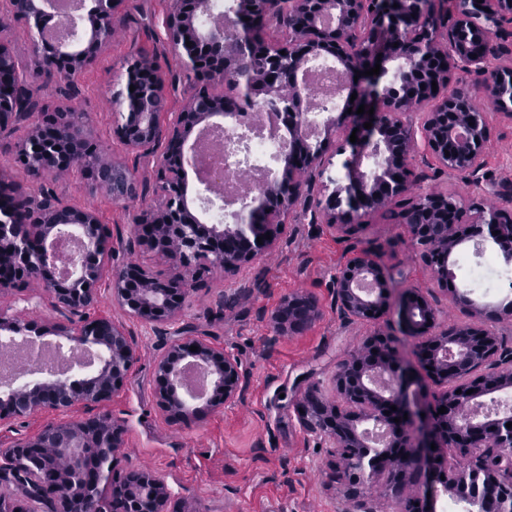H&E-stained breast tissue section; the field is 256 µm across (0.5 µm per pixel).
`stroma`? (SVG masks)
Here are the masks:
<instances>
[{
    "label": "stroma",
    "instance_id": "obj_1",
    "mask_svg": "<svg viewBox=\"0 0 512 512\" xmlns=\"http://www.w3.org/2000/svg\"><path fill=\"white\" fill-rule=\"evenodd\" d=\"M167 4L168 0H121L110 42L79 76L76 93L66 95L63 80L39 71L35 63V30L14 18L9 0H0V41L13 51L21 76L46 106L85 113L88 139L135 168L139 188L135 200L118 202L75 174L26 175L15 167L27 132L22 125L0 134V180L21 185L28 194L49 189L66 203L96 210L112 249L108 267L138 261L159 279L170 275L168 262L140 249L128 252L126 243L136 215L159 205L163 195L151 163L116 139L113 124L121 110L115 94L132 58H147L176 76L169 111L179 110L191 88V76L168 46L163 23ZM473 98L488 127L486 183L476 190L430 166L421 186L449 189L464 199L478 191L495 206L499 200L491 185L512 183V118L496 112L481 92H474ZM396 210L392 204L370 214L364 229L347 238L327 225L312 224L310 216L289 215L272 254L236 274L215 269L201 277L177 324L207 334L209 341L234 353L244 369L247 390L240 400L185 422H169L156 408L155 360L166 335L124 314L111 290L102 289L92 317L123 321L139 343V356L127 385L111 400L91 410L75 409L71 416L80 419L94 412L124 421L127 433L116 455V475L144 468L154 471L168 486L179 512H349L351 504L328 467L336 450L329 440L300 427L295 400L313 381L320 382L323 393H330L337 366L375 329L390 332L399 354L409 362L415 359L417 341L401 333L392 311L373 325L344 319L331 288L338 267L355 252L372 251L392 275L396 291L418 288L428 296L439 328L471 321L434 285L408 227L396 219ZM291 294L310 296L320 315L300 334L273 337L268 315Z\"/></svg>",
    "mask_w": 512,
    "mask_h": 512
}]
</instances>
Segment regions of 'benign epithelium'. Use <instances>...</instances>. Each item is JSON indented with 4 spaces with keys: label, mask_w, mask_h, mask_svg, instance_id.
Here are the masks:
<instances>
[{
    "label": "benign epithelium",
    "mask_w": 512,
    "mask_h": 512,
    "mask_svg": "<svg viewBox=\"0 0 512 512\" xmlns=\"http://www.w3.org/2000/svg\"><path fill=\"white\" fill-rule=\"evenodd\" d=\"M49 2L17 0L40 34L35 42L38 67L72 80L111 38L114 0H92L82 17L85 31L77 52L41 37L53 17ZM210 8L211 0H169L168 40L194 82L168 126L161 125L150 105L167 98L166 75L147 59L135 58L126 68V109L114 135L128 149L152 158L166 195L159 207L140 212L129 248L138 245L163 256L172 271L161 280L135 262L117 268L109 283L113 300L142 322L172 325L186 295L197 287L198 261L235 273L275 246L285 219L297 210L311 213L314 224L350 236L360 228L359 218L410 195L409 201L427 206L451 227L437 239L425 226L412 224V242L438 286L450 292L453 304L469 308L474 322L437 332L431 302L416 288L405 291L396 303L398 323L402 333L418 340L417 358L433 388L431 404H418L417 392L410 391L415 384L410 367L397 361L390 336L376 331L336 369L335 399L310 383L295 403L297 417L306 432L329 438L338 448L332 468L346 482L356 512H373L371 489L382 477L398 512L417 510L415 502L402 498L399 479L405 477L424 478V499L438 484L453 493L460 485L473 483L479 488L489 481L499 493L501 512H512V428L506 427L512 411L469 413L470 407L482 405L483 397L512 388V349L504 348L487 328L492 315L511 314L512 303L494 310L475 304L453 285L450 269L457 247L473 240H491L504 259L511 260L512 207L465 203L451 192L409 194L413 184L425 178L419 165L430 158L448 175L481 184L488 139L485 113L465 111L469 97L450 91V77L454 71L468 74L497 111L512 117V67L488 70L482 51L491 38L499 37L500 20L512 15V0H235L219 23L204 26L201 20ZM253 16L266 19L270 28L288 30L286 41H258L244 21ZM226 39L235 41L241 54L260 57V72L245 71L225 59L218 45ZM328 60L343 73L342 102L322 109L317 120L309 112L306 75L314 63ZM390 60L398 61L392 71L386 68ZM377 63L379 74L356 77V72ZM362 83L367 84V96L350 102ZM359 101L364 102V114L354 112ZM259 103L274 110L283 143L279 169L231 214V220L210 224L196 209L223 206L211 185L198 182L194 199L188 200L187 175L198 151V133L219 125L236 132L241 148L250 130L240 122V113ZM370 109L374 114L368 113ZM77 117L76 112L41 105L20 80L13 53L0 42V132L14 121L28 129L19 165L36 161L38 176L71 172L112 189L115 201L134 199L137 171L109 160L114 180L107 182L96 161L106 157L105 151L86 147V137L78 135ZM369 121L371 128H364ZM49 124L59 129L67 149L53 152L46 147L41 130ZM352 134L357 136L354 143ZM162 141L165 148L159 153ZM331 149L350 151L344 163L346 183L320 197L312 173ZM28 205L27 223L18 224L14 209L0 202V288L40 281L61 320L39 327L0 309V340L35 341L51 333L61 338L59 348L93 350L99 363L79 379L45 376L1 387V424L104 403L123 388L138 358L135 337L122 322L83 315L99 297L104 279L105 231L97 215L58 198L47 204L41 196H30ZM74 230L81 249L72 259L71 272L60 277L55 244ZM267 233L271 238H265ZM332 288L336 305L349 319L375 322L390 306L392 280L365 251L341 266ZM318 315L311 297L295 295L285 297L269 321L273 335L288 336L304 331ZM175 334L178 338L160 355L155 370L157 407L165 418L183 421L204 408L243 397L245 376L234 355L212 346L199 332L179 328ZM192 346L197 350H190ZM196 400L203 401V407L193 405ZM442 406L444 414L438 413ZM396 418L400 422H394ZM413 420L420 424L414 440L406 435ZM370 422L389 430L384 445L368 438L364 425ZM124 434V424L109 415L60 419L0 448V512H33L28 497L9 492L6 486L17 475L37 471L47 448L57 449L66 462L62 484L82 492L90 479L96 491L84 496L82 503H103L111 486L114 453L122 447ZM433 445L468 454L467 464L448 476L436 461ZM95 448L107 449L108 455L91 472L87 462ZM123 495L126 512H168L169 489L149 470L138 471L135 482L123 487Z\"/></svg>",
    "instance_id": "benign-epithelium-1"
}]
</instances>
